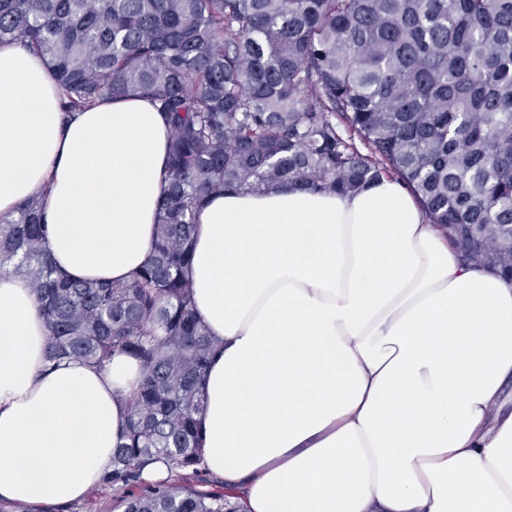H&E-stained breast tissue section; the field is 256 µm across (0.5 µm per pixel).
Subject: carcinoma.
<instances>
[{
  "instance_id": "carcinoma-1",
  "label": "carcinoma",
  "mask_w": 512,
  "mask_h": 512,
  "mask_svg": "<svg viewBox=\"0 0 512 512\" xmlns=\"http://www.w3.org/2000/svg\"><path fill=\"white\" fill-rule=\"evenodd\" d=\"M43 56L64 112L144 97L171 130L148 260L125 283L70 281L43 201L0 221V269L30 280L46 359L142 377L103 483L123 512H241L143 472L197 469L214 344L196 319L198 208L226 189L404 183L464 260L512 282V0H0V43Z\"/></svg>"
}]
</instances>
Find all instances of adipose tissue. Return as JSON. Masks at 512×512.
I'll return each mask as SVG.
<instances>
[{
	"mask_svg": "<svg viewBox=\"0 0 512 512\" xmlns=\"http://www.w3.org/2000/svg\"><path fill=\"white\" fill-rule=\"evenodd\" d=\"M169 126L144 98L63 114L54 74L0 44V219L42 197L72 280L147 260ZM194 314L217 344L204 469L246 512H512V282L461 262L410 191L210 197ZM25 274L0 272V500L62 505L112 465L141 373L46 359Z\"/></svg>",
	"mask_w": 512,
	"mask_h": 512,
	"instance_id": "1",
	"label": "adipose tissue"
}]
</instances>
